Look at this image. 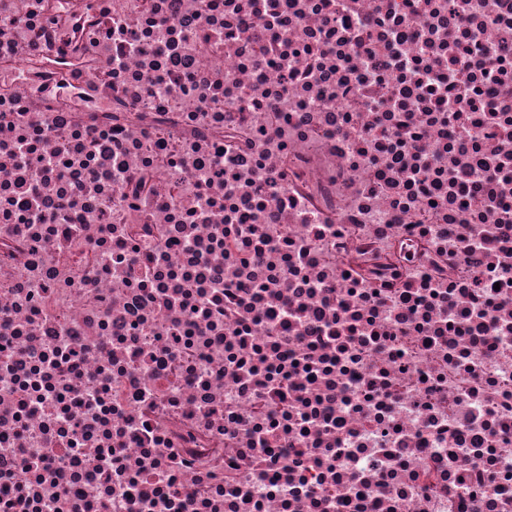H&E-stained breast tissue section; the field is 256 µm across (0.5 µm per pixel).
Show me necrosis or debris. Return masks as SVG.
<instances>
[{"mask_svg": "<svg viewBox=\"0 0 512 512\" xmlns=\"http://www.w3.org/2000/svg\"><path fill=\"white\" fill-rule=\"evenodd\" d=\"M0 0V512H512V0Z\"/></svg>", "mask_w": 512, "mask_h": 512, "instance_id": "1", "label": "necrosis or debris"}]
</instances>
